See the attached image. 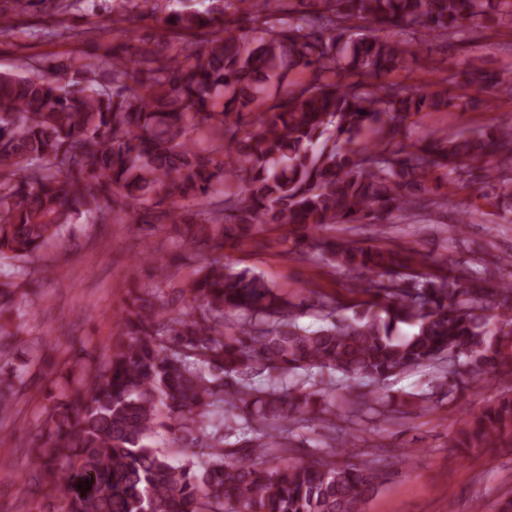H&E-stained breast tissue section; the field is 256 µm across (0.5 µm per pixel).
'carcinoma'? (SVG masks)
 <instances>
[{
    "instance_id": "obj_1",
    "label": "carcinoma",
    "mask_w": 512,
    "mask_h": 512,
    "mask_svg": "<svg viewBox=\"0 0 512 512\" xmlns=\"http://www.w3.org/2000/svg\"><path fill=\"white\" fill-rule=\"evenodd\" d=\"M87 1L0 0V29L38 9L37 27L76 41L67 24ZM206 11L161 18L152 46L104 44L97 53L22 60L0 73V336L30 300L27 277L47 279L39 254L79 228L116 222L185 225L182 244L218 253L257 224L302 231L305 255L356 274L368 296L348 318L321 302L323 325H301L295 305L249 269L206 262L168 298L136 297L99 356L75 349L67 379L38 408L24 492L44 512H357L382 484L371 466L339 467L330 454L288 456L302 416L335 413L328 384L351 381L352 407L395 404L379 382L438 369L430 395L471 386L512 358V282L477 287L479 271L415 245L380 249L327 236L331 224L443 207L429 194L454 180L482 183L512 206V123L472 136L432 132L405 144L406 123L512 90L485 70L468 92L413 89L405 71L418 33L512 25V0H212ZM296 72L274 97L262 83ZM411 332H401V326ZM28 350L0 365V421L42 366ZM455 446L512 450V394L463 422ZM91 488H77L78 484Z\"/></svg>"
}]
</instances>
